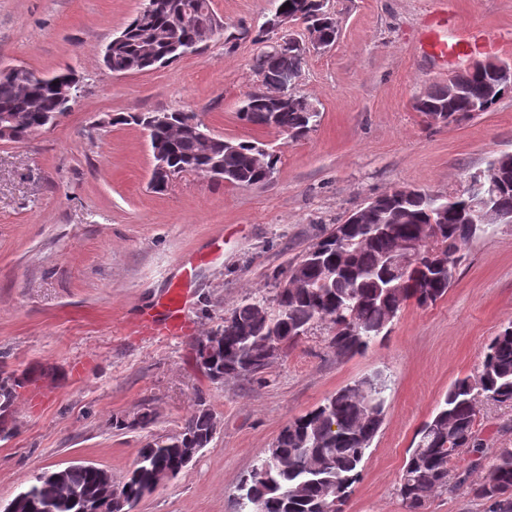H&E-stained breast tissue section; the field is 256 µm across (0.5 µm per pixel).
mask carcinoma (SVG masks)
Instances as JSON below:
<instances>
[{
  "label": "carcinoma",
  "mask_w": 512,
  "mask_h": 512,
  "mask_svg": "<svg viewBox=\"0 0 512 512\" xmlns=\"http://www.w3.org/2000/svg\"><path fill=\"white\" fill-rule=\"evenodd\" d=\"M276 2V11L290 20L318 25L326 38L336 40V23L323 10V0ZM206 29H224L212 0H158L154 12L138 13L126 25L125 39L112 46L107 67L125 73L158 62L172 63L183 56L192 37ZM256 40L264 44L253 65L260 80L301 71L304 58L297 49L276 47L264 28L258 30ZM73 78L68 70L41 80H24L0 70V121L5 116L15 118L16 141L40 131L43 118L59 111L61 89ZM458 79L462 93L456 100L448 102V90L438 85L419 96L416 109L425 114L445 107L464 118L476 106L488 110L499 99L490 95L486 78L478 71H466ZM191 118L175 110L168 125L150 130L151 141L165 154L169 167L201 174L218 167L224 182L232 185L261 184L275 173L278 157L272 150L265 165L253 163L256 141H234L229 146L215 135L208 146H200L185 131ZM238 118L263 128L274 123L287 135L302 138L317 126L320 113L292 109L273 113L260 91L253 90L242 101ZM487 176L500 183L493 193L495 205L512 214V154L493 156ZM471 202L465 193L443 196L422 189L414 195L382 199L362 224L334 225L295 264L271 273L277 285L293 269L300 274L296 287L276 292L275 310H269L262 298L244 302L217 328L224 344L207 351L203 340L197 341L204 373L213 381L261 374L273 363L264 342L292 343L318 322L330 325L336 354L351 356L366 349L406 302L429 306L447 295L463 251L478 236V228L466 220ZM419 238L433 262L423 270L408 267L396 272L390 260L405 242ZM374 381L372 375L361 378L290 421L241 482L240 512L257 506L263 512H343L366 451L386 418L388 379L382 380L379 390L372 388ZM14 391L11 377H1V412L10 406ZM483 399L512 404V321L486 346L477 374L451 384L435 415L418 430L398 488L407 512H425L434 495L448 490L450 461L476 447L475 423ZM215 419L210 408L197 404L179 432L158 436L141 449L116 497L104 491L98 472L77 464L65 480L82 493L80 498L54 501L52 490L30 485L19 492L21 512H120V498L140 497L160 474H177L184 468L186 449L207 446ZM328 420L336 423V429H327ZM474 493L490 502L493 512H512V448L496 450L485 481Z\"/></svg>",
  "instance_id": "obj_1"
}]
</instances>
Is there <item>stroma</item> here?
<instances>
[{
	"label": "stroma",
	"mask_w": 512,
	"mask_h": 512,
	"mask_svg": "<svg viewBox=\"0 0 512 512\" xmlns=\"http://www.w3.org/2000/svg\"><path fill=\"white\" fill-rule=\"evenodd\" d=\"M141 0H0V67L70 68V112L21 143L0 142V370L22 380L0 416V503L76 459L121 484L151 438L179 431L197 401L218 421L212 442L137 512H238V486L289 421L374 371L390 379L384 424L344 512H406L397 486L416 432L448 387L476 374L490 339L512 321V224L471 241L447 295L403 305L388 332L350 357L313 325L257 377L210 380L197 339L261 297L333 225L397 187L460 194L472 173L512 152V92L450 125L414 108L425 90L486 58L512 63V0H324L339 37L310 50L295 91L320 121L306 138L241 122L258 88L254 37L276 0H213L222 35L150 71L115 74L102 50ZM467 52L442 59L426 40L440 17ZM190 112L228 140L279 157L273 178L239 186L193 172L149 187L145 131L118 114ZM187 284V333H150L169 289ZM144 429L113 428L141 413ZM479 448L453 459L466 477L426 512H490L475 496L500 448H512V406L480 402ZM475 468H467V460Z\"/></svg>",
	"instance_id": "1"
}]
</instances>
